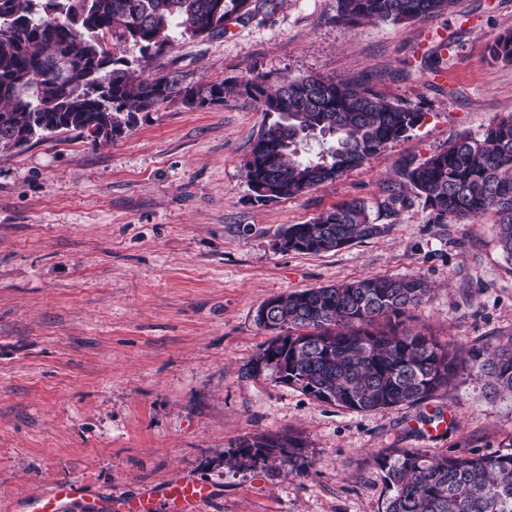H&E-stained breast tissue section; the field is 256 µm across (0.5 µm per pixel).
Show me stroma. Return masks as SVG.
I'll list each match as a JSON object with an SVG mask.
<instances>
[{
    "label": "stroma",
    "instance_id": "1",
    "mask_svg": "<svg viewBox=\"0 0 512 512\" xmlns=\"http://www.w3.org/2000/svg\"><path fill=\"white\" fill-rule=\"evenodd\" d=\"M255 4L223 37L180 40L153 71L195 88L252 72L359 78L422 123L365 167L266 205L244 177L266 117L244 95L139 113L108 142L69 133L0 152V512H27L62 481L86 491L65 512H123L124 499L178 480L215 488L200 512H384L374 455L512 439V396L489 397L475 375L419 405L356 412L249 373L271 337L255 321L264 301L366 276L426 279L407 325L440 340L512 333V259L495 215L435 224L414 194L395 215L378 208L407 164L512 115V64L487 52L512 30V0L351 30L337 0ZM353 198L385 234L317 255L280 250L284 227ZM437 412L446 431L421 427ZM284 431L305 441L303 473L233 463L241 439Z\"/></svg>",
    "mask_w": 512,
    "mask_h": 512
}]
</instances>
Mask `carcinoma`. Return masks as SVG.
<instances>
[{"label":"carcinoma","instance_id":"carcinoma-1","mask_svg":"<svg viewBox=\"0 0 512 512\" xmlns=\"http://www.w3.org/2000/svg\"><path fill=\"white\" fill-rule=\"evenodd\" d=\"M454 0H337L336 23H402L445 14ZM252 0H0V150L53 133H91L112 140L138 112L165 104L204 107L229 92L253 99L268 118L244 165L254 201L297 197L360 168L388 144L407 137L424 113L400 105L356 80L307 74L271 84L256 74L232 84L185 85L175 71L146 73L112 51L131 41L146 55L185 38L224 34L232 16L248 17ZM512 63V31L488 46ZM64 65L59 66L57 62ZM316 158L301 156L302 141L325 136ZM405 185L424 199L434 224L498 216V237L512 258V115L482 137H459L420 163L405 167ZM385 228L369 207L352 199L309 224H291L281 250L336 251ZM430 288L419 276L365 277L279 294L257 309L256 323L276 331L252 360L315 399L358 412L431 399L464 373L488 380L491 393L512 394V335L494 342H442L406 328L403 317ZM508 450L428 455L389 448L373 457L391 491L385 512H512V440ZM303 441L288 432L242 439L237 458H279L306 468Z\"/></svg>","mask_w":512,"mask_h":512}]
</instances>
